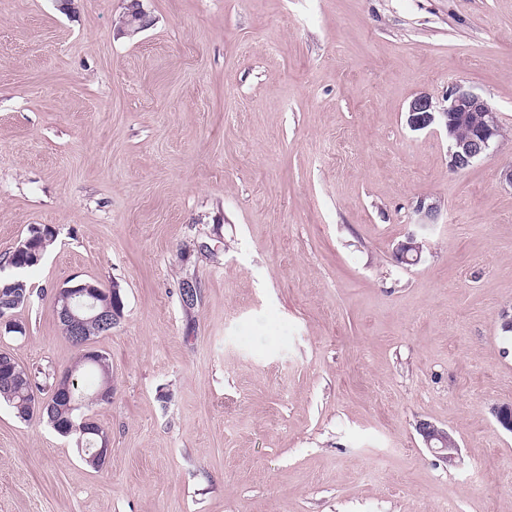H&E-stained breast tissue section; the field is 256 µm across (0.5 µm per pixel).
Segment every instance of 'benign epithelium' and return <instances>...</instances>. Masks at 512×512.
Instances as JSON below:
<instances>
[{
	"instance_id": "obj_1",
	"label": "benign epithelium",
	"mask_w": 512,
	"mask_h": 512,
	"mask_svg": "<svg viewBox=\"0 0 512 512\" xmlns=\"http://www.w3.org/2000/svg\"><path fill=\"white\" fill-rule=\"evenodd\" d=\"M125 14L130 19L129 32L137 33L149 26L142 0H126ZM447 101L448 105L438 112L430 97L423 94L414 97L409 103L407 123L414 130H424L436 123L444 126L450 143L449 166L460 171L500 140L499 122L496 113L482 98L460 85L448 92ZM396 258L407 264L421 259V243L415 235L408 236L398 245ZM54 302L62 334L77 338L82 354L88 360L101 362L103 354L91 346L93 336L87 327L95 326L97 334L112 330L121 317L118 289L107 293L95 283L81 281L56 289ZM419 433L425 445L444 463L455 464L454 438L447 430L422 422Z\"/></svg>"
}]
</instances>
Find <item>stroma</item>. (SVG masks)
<instances>
[{
	"label": "stroma",
	"mask_w": 512,
	"mask_h": 512,
	"mask_svg": "<svg viewBox=\"0 0 512 512\" xmlns=\"http://www.w3.org/2000/svg\"><path fill=\"white\" fill-rule=\"evenodd\" d=\"M144 7L0 0V259L56 232L0 351L64 372L55 289L124 304L104 465L0 403V512H512V0ZM457 84L506 133L461 171L405 118ZM125 14L130 19L127 29L131 33H138L149 26L148 14L143 8L141 0H126ZM419 433L425 445L438 455L444 463L448 465L455 464L456 448H450L455 439L447 430L429 422H422L419 425Z\"/></svg>",
	"instance_id": "stroma-1"
}]
</instances>
